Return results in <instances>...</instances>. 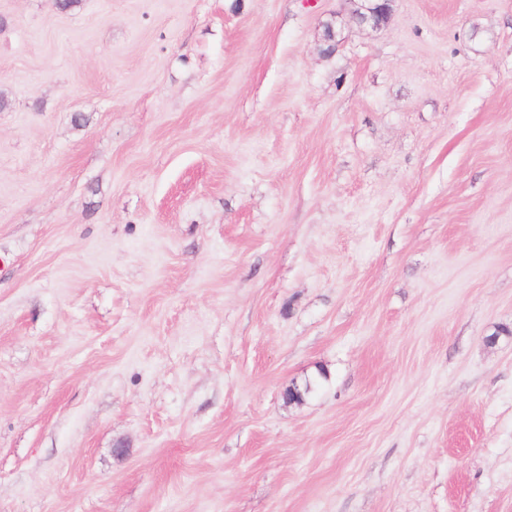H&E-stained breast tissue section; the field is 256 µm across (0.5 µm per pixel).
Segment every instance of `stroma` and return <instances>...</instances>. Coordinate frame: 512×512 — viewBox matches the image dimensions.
<instances>
[{
    "instance_id": "obj_1",
    "label": "stroma",
    "mask_w": 512,
    "mask_h": 512,
    "mask_svg": "<svg viewBox=\"0 0 512 512\" xmlns=\"http://www.w3.org/2000/svg\"><path fill=\"white\" fill-rule=\"evenodd\" d=\"M359 5L0 0V512H512V0ZM361 2L363 3L356 13L359 23H367L377 28L389 20L392 0H361Z\"/></svg>"
}]
</instances>
